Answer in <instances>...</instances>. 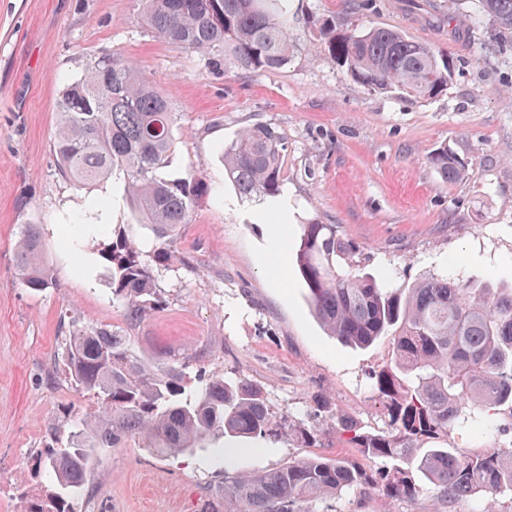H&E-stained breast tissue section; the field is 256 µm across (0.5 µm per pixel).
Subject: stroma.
Instances as JSON below:
<instances>
[{
	"instance_id": "obj_1",
	"label": "stroma",
	"mask_w": 512,
	"mask_h": 512,
	"mask_svg": "<svg viewBox=\"0 0 512 512\" xmlns=\"http://www.w3.org/2000/svg\"><path fill=\"white\" fill-rule=\"evenodd\" d=\"M477 5L288 0L296 47L269 72L226 67L220 47L195 51L155 36L140 0H0V480L16 493L51 497L41 452L97 409L61 363L76 329L108 328L129 337L135 354L192 378L223 373L261 385L278 416L327 429L330 456L342 422L379 425L370 374L389 362V339L354 350L327 336L293 256L303 225L320 222L340 227L368 272L399 284L450 259L512 283V36L486 22L457 30L447 22ZM326 21L340 31L396 29L452 55L447 90L419 99L369 89L317 49ZM106 53L135 63L178 114L164 177L196 172L211 188L165 265L154 257L153 231L131 207L125 171L81 190L58 168L62 89ZM255 124L274 127L287 146L284 218L268 203L240 199L224 178L225 144ZM444 144L468 164L453 182L427 162ZM28 224L38 226L53 273V287L41 292L21 287L14 263ZM126 226L152 268L158 299L135 325L124 319L102 254ZM322 398L331 412H317ZM308 454L282 440L239 454L232 467L261 472ZM222 459L219 448L161 455L138 440L99 449L75 512H197L201 494L220 487ZM307 508L434 512V502L426 489L411 503L355 489Z\"/></svg>"
}]
</instances>
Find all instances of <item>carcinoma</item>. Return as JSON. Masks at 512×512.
Returning <instances> with one entry per match:
<instances>
[{
	"instance_id": "obj_1",
	"label": "carcinoma",
	"mask_w": 512,
	"mask_h": 512,
	"mask_svg": "<svg viewBox=\"0 0 512 512\" xmlns=\"http://www.w3.org/2000/svg\"><path fill=\"white\" fill-rule=\"evenodd\" d=\"M479 3L477 22L512 33V0ZM143 17L165 41L195 50L222 47L225 65L245 71L281 68L295 43L288 0H143ZM323 35L329 54L373 90L430 98L452 78L432 48L397 30L338 33L327 24ZM57 112L59 170L81 189L116 167L125 171L131 204L157 239L156 260H173L181 229L210 188L196 173L161 177L177 123L168 99L132 63L102 55L66 85ZM284 151L268 125L249 127L224 145V172L240 198L260 202L281 194ZM427 160L450 182L468 167L446 145ZM103 255L126 321L141 322L154 309L155 286L134 234H117ZM294 261L328 335L356 349L391 337L390 362L371 374L384 425L365 430L347 423L341 443L365 459L394 464L373 472L345 456H309L257 474L225 470L224 492L205 493L199 512H304L303 503L350 489L412 502L423 482L438 504L512 497L511 442L478 450L444 446L454 429H512V287H491L464 269L385 282L364 271L359 251L336 224L303 225ZM16 270L32 291L53 284L34 225L18 243ZM62 358L70 380L97 399L100 413L83 419L64 446L40 455L45 475L61 489L52 512H73L69 499L83 494L98 449L129 438L159 454L243 438H294L321 447L319 429L282 422L258 386L224 375L193 386L178 367L152 366L131 351L127 337L107 328L72 331Z\"/></svg>"
}]
</instances>
